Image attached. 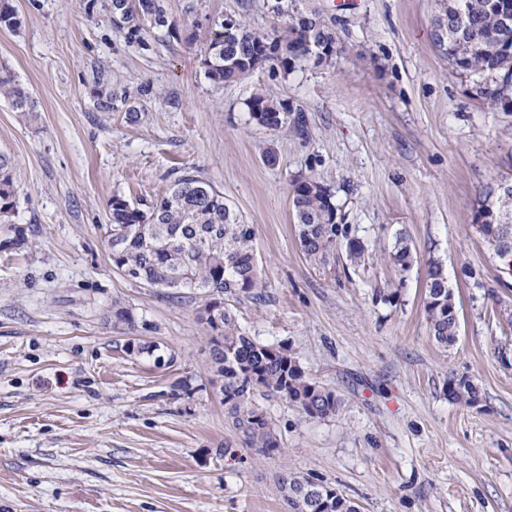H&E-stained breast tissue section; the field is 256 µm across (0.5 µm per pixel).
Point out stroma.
I'll return each mask as SVG.
<instances>
[{
  "label": "stroma",
  "instance_id": "1",
  "mask_svg": "<svg viewBox=\"0 0 512 512\" xmlns=\"http://www.w3.org/2000/svg\"><path fill=\"white\" fill-rule=\"evenodd\" d=\"M335 28L331 59L264 66L214 85L201 21L267 29V0H164L181 36L134 41L93 0H13L0 67L35 112L0 100V154L16 190L0 222V512H289L288 473L335 487L361 512H512V280L474 229L477 202L512 180V111L488 109L437 50L433 0H298ZM111 70L140 111L94 107ZM150 83L154 95L136 91ZM263 88L301 112L273 131L245 105ZM190 172L254 227L262 299L226 296L242 330L288 342L335 392L312 419L259 391L280 443L247 447L224 410L198 318L202 297L121 275L104 242L113 194L160 196ZM329 187L345 244L327 265L299 248L290 189ZM22 236L23 247L9 241ZM414 256L390 258L396 238ZM443 263L459 328L447 348L424 310L428 260ZM128 308L134 325L116 322ZM173 355L161 367L130 340ZM479 389L448 398L450 378ZM190 394L171 398L183 379ZM448 398L456 403L473 406L479 402L480 395L477 386L470 380L449 379Z\"/></svg>",
  "mask_w": 512,
  "mask_h": 512
}]
</instances>
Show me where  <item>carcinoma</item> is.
<instances>
[{"label": "carcinoma", "instance_id": "obj_1", "mask_svg": "<svg viewBox=\"0 0 512 512\" xmlns=\"http://www.w3.org/2000/svg\"><path fill=\"white\" fill-rule=\"evenodd\" d=\"M116 2L125 15L118 28L132 40L146 30H158L169 38L175 23L169 19L163 0L154 11L138 10L140 0ZM437 18L463 11L468 30L460 52L448 55L454 28L437 45L448 57L452 70L472 81L488 84L477 93L494 110L512 107V27L503 26L492 0H435ZM273 11L286 17L283 32L271 33L241 22L228 28L219 24L210 31L202 54L205 78L214 84L233 83L267 64L265 45L276 39L282 45L277 62L288 68L293 45L309 26L311 40L322 48H336V33L315 13L301 10L296 0H276ZM12 0H0V28L20 27ZM97 110L114 112L126 105V94L112 87V72L103 68L92 74ZM0 98L11 101L21 112L35 111L34 100L6 70L0 71ZM250 117L259 125L277 130L288 123V107L270 93L258 90L246 102ZM312 178L297 181L291 193L292 214L301 251L326 264L336 252L338 240L348 239L347 256L354 261L364 255L363 245L348 238L344 225L336 223V204L331 190ZM15 189L10 159L0 155V217L14 208ZM254 229L224 203V195L212 185L186 172L176 177L162 195L138 205L116 193L110 201V224L105 240L112 265L130 272V279L157 288L188 289L205 296L199 311L210 337V370L224 374V407L245 443L265 454L278 450L273 427L253 401L257 389L275 394L310 418L323 419L339 407L336 394L314 381L301 368L293 346L261 343L242 332L235 314L224 302L226 295H264L265 285L253 249ZM394 263L407 269L413 262L410 247L398 239L391 253ZM453 293L443 263L428 261L425 313L437 344L446 348L456 341L457 325L451 312ZM448 399L473 406L480 400L477 386L465 379L448 380ZM321 492L316 499L299 498L305 489ZM291 512H361L358 503L314 477L285 476L278 484Z\"/></svg>", "mask_w": 512, "mask_h": 512}]
</instances>
